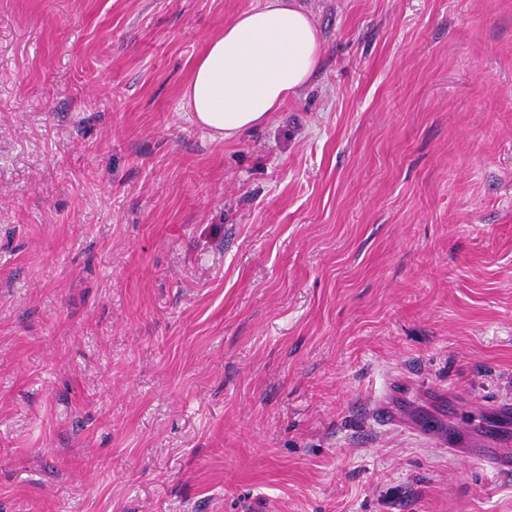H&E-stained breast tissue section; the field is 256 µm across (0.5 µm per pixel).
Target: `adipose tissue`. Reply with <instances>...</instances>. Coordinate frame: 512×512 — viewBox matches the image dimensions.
<instances>
[{
    "instance_id": "1",
    "label": "adipose tissue",
    "mask_w": 512,
    "mask_h": 512,
    "mask_svg": "<svg viewBox=\"0 0 512 512\" xmlns=\"http://www.w3.org/2000/svg\"><path fill=\"white\" fill-rule=\"evenodd\" d=\"M319 53V31L297 0H264L208 40L183 98L198 126L233 140L308 83Z\"/></svg>"
}]
</instances>
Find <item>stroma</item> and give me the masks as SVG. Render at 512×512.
<instances>
[{
	"label": "stroma",
	"mask_w": 512,
	"mask_h": 512,
	"mask_svg": "<svg viewBox=\"0 0 512 512\" xmlns=\"http://www.w3.org/2000/svg\"><path fill=\"white\" fill-rule=\"evenodd\" d=\"M262 2L0 0V512H512L436 436L512 401V0H299L213 139ZM210 38L183 91L195 123L220 140L264 125L315 72L320 35L298 0H264Z\"/></svg>",
	"instance_id": "obj_1"
}]
</instances>
